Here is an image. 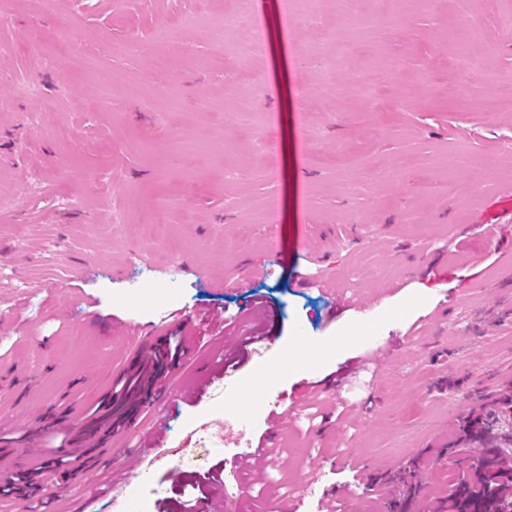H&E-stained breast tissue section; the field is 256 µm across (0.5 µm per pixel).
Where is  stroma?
<instances>
[{"label":"stroma","instance_id":"35a3bbf8","mask_svg":"<svg viewBox=\"0 0 512 512\" xmlns=\"http://www.w3.org/2000/svg\"><path fill=\"white\" fill-rule=\"evenodd\" d=\"M282 11L0 0V468L14 478L21 455L43 469L0 512H114L100 489L115 480L172 512L219 470L222 512H389L398 490L379 476L413 462L418 512H437L449 472L474 463L473 448L437 451L475 389L512 382V106L482 107L512 86V0L464 21L456 0L358 21L322 0L281 26L297 183L273 236L261 211L285 173L261 158L281 149L276 84L246 21ZM228 13L243 24L223 30ZM261 303L276 343L312 365L268 350L201 385L262 330ZM170 339L173 370L99 446L122 381ZM232 397L250 441L279 450L244 474L202 430Z\"/></svg>","mask_w":512,"mask_h":512}]
</instances>
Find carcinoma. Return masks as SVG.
Here are the masks:
<instances>
[{
	"label": "carcinoma",
	"mask_w": 512,
	"mask_h": 512,
	"mask_svg": "<svg viewBox=\"0 0 512 512\" xmlns=\"http://www.w3.org/2000/svg\"><path fill=\"white\" fill-rule=\"evenodd\" d=\"M512 386L465 417L458 444H477L478 463L458 474L448 493L446 512H506L512 505Z\"/></svg>",
	"instance_id": "1"
}]
</instances>
